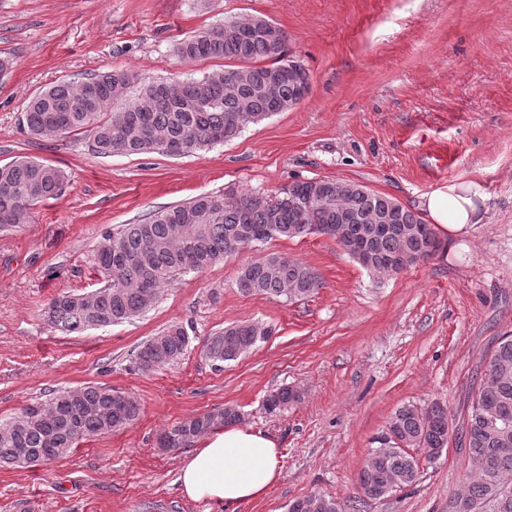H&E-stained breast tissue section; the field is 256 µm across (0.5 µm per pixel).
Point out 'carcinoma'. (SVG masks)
Returning <instances> with one entry per match:
<instances>
[{
	"instance_id": "carcinoma-1",
	"label": "carcinoma",
	"mask_w": 512,
	"mask_h": 512,
	"mask_svg": "<svg viewBox=\"0 0 512 512\" xmlns=\"http://www.w3.org/2000/svg\"><path fill=\"white\" fill-rule=\"evenodd\" d=\"M274 23L250 16L204 28L176 44L185 59L222 58L224 68L185 82L156 80L140 83L128 71L92 75L74 84L60 81L36 94L21 116L23 127L36 139L61 138L74 132L92 133L93 150L114 153H163L169 144L181 156L196 154L212 145L236 138L244 128L277 112H286L310 91L305 67L284 79L269 81L288 62L287 36L272 43L266 28ZM135 92L122 105L125 90ZM64 176L58 168L36 160H16L0 167V231L18 227L40 202L58 196ZM332 237L349 255L374 274L387 276L386 264L399 259L410 267L432 257L435 238L421 217L396 199L346 180L311 178L296 180L273 196L230 189L203 194L161 207L136 224H123L102 234L97 261L106 274L104 285L92 292L60 294L50 300L47 322L54 328L81 333L129 321L151 310L161 290L181 275L202 273L243 249L263 246L277 236L297 238L309 234ZM237 282L247 291L288 300L312 297L322 281L307 264L278 253H267L243 266ZM271 330L256 322L232 324L211 336L205 357L220 368L248 352ZM147 339L135 354L137 368L148 372L181 358L190 343L187 330L171 325ZM59 392L45 402L23 408L19 416L0 425V464L25 453L44 457L57 449L54 459L68 455L78 442L91 435L119 430L140 413L139 403L111 387H79L62 399ZM300 400L291 388L269 394L265 410L277 413ZM496 406L508 419L491 423L480 407ZM243 420L233 406L210 411L179 422L160 436L168 450L186 448L207 431ZM448 408L435 403L421 409L405 404L390 415L378 436V447L359 476L366 499L377 500L413 484L419 458L409 449L419 448L427 460L433 450L448 447ZM464 445L476 472L453 499L462 512H512V485L494 481L497 473L512 475V336L498 341L485 380L472 402L462 432ZM349 505L320 493L293 500L288 512H347Z\"/></svg>"
}]
</instances>
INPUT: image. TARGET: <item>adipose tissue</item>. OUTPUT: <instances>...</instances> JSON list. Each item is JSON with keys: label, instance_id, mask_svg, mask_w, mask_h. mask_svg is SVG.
<instances>
[{"label": "adipose tissue", "instance_id": "1", "mask_svg": "<svg viewBox=\"0 0 512 512\" xmlns=\"http://www.w3.org/2000/svg\"><path fill=\"white\" fill-rule=\"evenodd\" d=\"M476 183H454L428 194L424 208L434 224L459 233L477 223ZM281 478L276 440L268 433L228 426L206 435L183 459L178 482L184 496L229 506L263 498Z\"/></svg>", "mask_w": 512, "mask_h": 512}]
</instances>
